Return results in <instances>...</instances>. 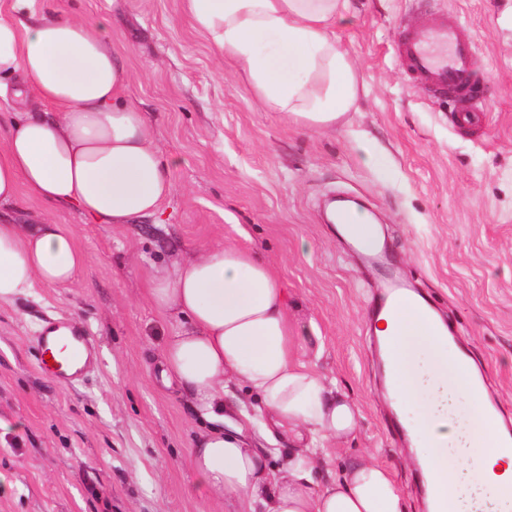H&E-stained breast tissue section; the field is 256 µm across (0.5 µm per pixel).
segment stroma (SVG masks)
<instances>
[{
    "label": "stroma",
    "instance_id": "35a3bbf8",
    "mask_svg": "<svg viewBox=\"0 0 512 512\" xmlns=\"http://www.w3.org/2000/svg\"><path fill=\"white\" fill-rule=\"evenodd\" d=\"M512 0H349L336 36L363 87L333 130L309 129L255 101L192 27L183 0H42L46 12L103 23L118 51L126 99L154 128L170 167L158 218L96 224L27 198L0 219L46 216L75 227L86 264L66 286L0 302V512H241L208 500L188 466L201 430L192 397L165 386L162 346L177 327L148 299L155 277L205 247L236 240L277 269L297 355L335 380L358 424L336 441L321 478L373 456L427 512L411 451L381 392L373 318L384 285L402 280L438 310L488 380L512 425ZM450 18L473 44L477 91L435 98L396 61L412 25ZM478 103L471 125L459 110ZM361 201L385 232L381 265L361 261L326 223L327 199ZM97 346L80 383L42 374L33 341L48 320ZM257 397L224 390V423L265 449L278 474L286 436L268 439Z\"/></svg>",
    "mask_w": 512,
    "mask_h": 512
}]
</instances>
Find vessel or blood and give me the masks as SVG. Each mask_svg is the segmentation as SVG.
Wrapping results in <instances>:
<instances>
[{"instance_id":"obj_1","label":"vessel or blood","mask_w":512,"mask_h":512,"mask_svg":"<svg viewBox=\"0 0 512 512\" xmlns=\"http://www.w3.org/2000/svg\"><path fill=\"white\" fill-rule=\"evenodd\" d=\"M397 57L410 68L422 89L439 97L469 89L478 69L471 45L459 41L455 25L442 22L405 30L397 45ZM59 324L46 326L36 339L35 348L42 358L40 368L52 374L60 384L80 381L94 362V348L81 330L71 331L67 338L74 353L67 363L49 362L54 335Z\"/></svg>"}]
</instances>
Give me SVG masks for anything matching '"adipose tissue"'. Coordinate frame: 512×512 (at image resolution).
Here are the masks:
<instances>
[{"label":"adipose tissue","instance_id":"obj_1","mask_svg":"<svg viewBox=\"0 0 512 512\" xmlns=\"http://www.w3.org/2000/svg\"><path fill=\"white\" fill-rule=\"evenodd\" d=\"M183 3L263 108L320 130L354 107L359 75L336 38L348 0ZM6 9L0 95L11 93L18 108L40 101L55 114L25 117L0 142V204L27 193L98 224L158 216L172 191L168 165L146 116L124 97L120 58L102 27L45 14L38 0H8ZM84 265L72 225L45 217L0 224V301L38 284H68ZM149 300L182 320L165 340L160 379L188 389L208 423L189 463L212 497L236 496L265 512H405L396 482L371 458L316 481L329 443L354 431L357 413L296 360L286 292L269 262L241 243L209 246L156 278ZM379 319L375 333L400 403L428 402L412 426L437 499L448 512H501V500H512V445L489 417L484 389L414 306L385 308ZM231 381L256 393L270 424L287 433V474L274 475L241 433L225 431Z\"/></svg>","mask_w":512,"mask_h":512}]
</instances>
